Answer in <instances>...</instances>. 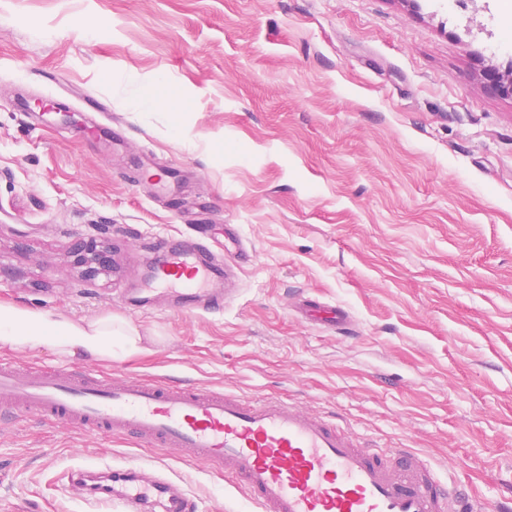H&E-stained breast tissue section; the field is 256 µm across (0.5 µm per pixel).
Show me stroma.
<instances>
[{
    "label": "stroma",
    "mask_w": 512,
    "mask_h": 512,
    "mask_svg": "<svg viewBox=\"0 0 512 512\" xmlns=\"http://www.w3.org/2000/svg\"><path fill=\"white\" fill-rule=\"evenodd\" d=\"M0 0V301L113 315L147 350L1 360L281 397L440 479L512 502V0ZM180 109L134 101L156 81ZM117 133L81 137L88 113ZM249 258L224 310H138L161 240L225 230ZM90 237L119 271L84 281ZM341 306L349 335L299 318ZM157 449L20 415L0 421V512H100L68 468ZM166 474L196 512H258L211 467Z\"/></svg>",
    "instance_id": "1"
}]
</instances>
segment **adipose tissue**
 Instances as JSON below:
<instances>
[{"instance_id": "adipose-tissue-1", "label": "adipose tissue", "mask_w": 512, "mask_h": 512, "mask_svg": "<svg viewBox=\"0 0 512 512\" xmlns=\"http://www.w3.org/2000/svg\"><path fill=\"white\" fill-rule=\"evenodd\" d=\"M144 341L137 328L121 319H72L0 302V347L31 352L49 347L65 355L111 360L144 352Z\"/></svg>"}]
</instances>
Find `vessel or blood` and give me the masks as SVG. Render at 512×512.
<instances>
[{"label":"vessel or blood","mask_w":512,"mask_h":512,"mask_svg":"<svg viewBox=\"0 0 512 512\" xmlns=\"http://www.w3.org/2000/svg\"><path fill=\"white\" fill-rule=\"evenodd\" d=\"M203 245L168 247L149 285L179 289L186 310L223 309L218 283L243 251L223 262L202 259ZM307 316L345 329L342 308L308 302ZM33 412L74 428L128 437L163 451L150 470L78 468L71 488L125 512H190L187 494L162 473L175 455L209 464L241 489L260 512H484L450 483L441 482L426 457L412 448H379L355 436L336 417L303 410L277 398L239 395L156 380L112 378L69 365L0 362V413Z\"/></svg>","instance_id":"1"}]
</instances>
